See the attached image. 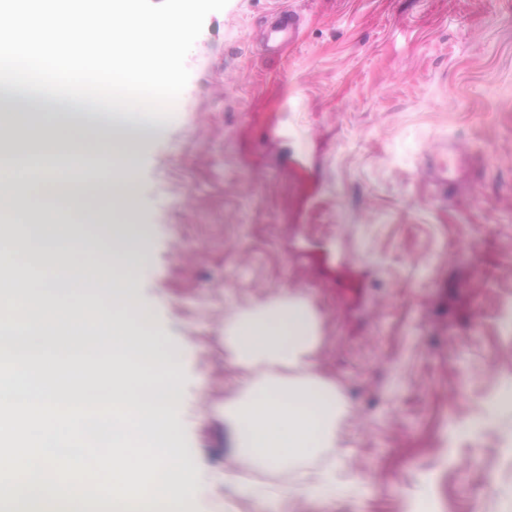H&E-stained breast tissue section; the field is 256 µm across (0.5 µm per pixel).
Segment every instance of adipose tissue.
<instances>
[{"label":"adipose tissue","mask_w":512,"mask_h":512,"mask_svg":"<svg viewBox=\"0 0 512 512\" xmlns=\"http://www.w3.org/2000/svg\"><path fill=\"white\" fill-rule=\"evenodd\" d=\"M39 127L26 140L37 168L0 144V247L12 258L0 268V354L33 366L32 386L52 402L124 403L139 411L148 438L158 437L184 396L180 355L152 339L151 315L128 288L147 259L144 230L111 200L134 189L136 135L113 127L88 183L55 174L97 128L74 130L51 116ZM318 343L317 315L296 295L242 308L224 326V350L241 377L226 415L256 470H290L336 445L345 405L316 370ZM185 469L175 463L162 475L169 512H195L197 488Z\"/></svg>","instance_id":"1"}]
</instances>
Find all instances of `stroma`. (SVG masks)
<instances>
[{
	"mask_svg": "<svg viewBox=\"0 0 512 512\" xmlns=\"http://www.w3.org/2000/svg\"><path fill=\"white\" fill-rule=\"evenodd\" d=\"M276 6L302 24L272 53ZM186 65L180 110L134 119L126 204L196 512H512V411L489 409L512 391V0H229ZM287 294L346 405L308 495L224 418L225 322Z\"/></svg>",
	"mask_w": 512,
	"mask_h": 512,
	"instance_id": "obj_1",
	"label": "stroma"
}]
</instances>
